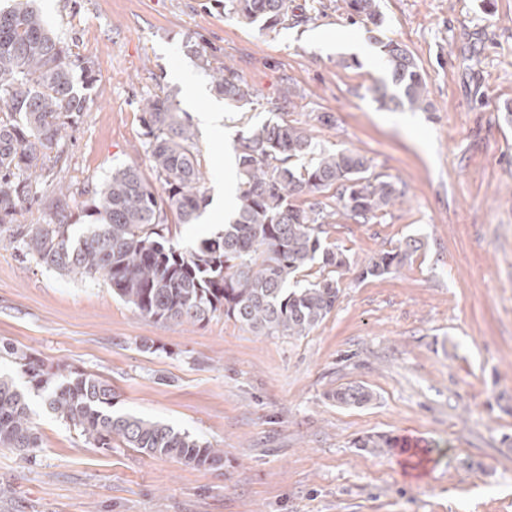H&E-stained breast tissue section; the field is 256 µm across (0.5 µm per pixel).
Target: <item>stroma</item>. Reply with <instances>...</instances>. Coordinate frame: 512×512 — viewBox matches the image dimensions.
I'll return each instance as SVG.
<instances>
[{
  "mask_svg": "<svg viewBox=\"0 0 512 512\" xmlns=\"http://www.w3.org/2000/svg\"><path fill=\"white\" fill-rule=\"evenodd\" d=\"M296 2L307 21L261 30L226 16L224 0H40L97 79L50 177L0 224V370L29 389L9 345L99 375L114 411L189 432L224 459L197 468L117 438L95 447L35 396L38 448L0 447V512H512V0H380L382 39L403 44L425 77V112L379 108L369 88L382 69L341 66L343 38L379 52L344 0ZM201 52L234 66L252 105L219 102ZM190 84L204 94L188 119L214 104L224 114L221 129L195 127L207 196L235 174L239 137L291 85L285 120L405 188L381 223L326 225L350 267L308 335L258 336L221 313L156 321L103 282L19 255L58 186L81 203L112 170H148L141 101L183 105ZM409 236L423 241L412 265L360 279ZM348 383L372 401L329 399ZM367 435L393 446L364 451Z\"/></svg>",
  "mask_w": 512,
  "mask_h": 512,
  "instance_id": "obj_1",
  "label": "stroma"
}]
</instances>
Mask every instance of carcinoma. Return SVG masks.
<instances>
[{"mask_svg": "<svg viewBox=\"0 0 512 512\" xmlns=\"http://www.w3.org/2000/svg\"><path fill=\"white\" fill-rule=\"evenodd\" d=\"M344 2L381 44L385 79L369 88L373 99L389 109H425V81L414 57L401 44L379 38V0ZM224 13L263 29L306 19L293 0H224ZM199 59L225 101L253 103L235 70L211 66L203 53ZM77 68L85 81H96L94 63L70 58L36 0H14L0 9V224L11 223L32 194L31 175L57 164L48 150L87 107L76 89ZM143 112L155 181L133 166L112 171L82 209L90 224L79 235L71 224L74 197L60 193L54 216L22 234V256L65 275L101 278L112 296L156 321L201 323L222 311L259 336H305L319 326L336 308L350 265L343 250L326 242L323 226L338 209L356 224H374L405 190L370 173L364 155L328 147L298 123L275 116L252 126L238 143L239 192L231 222L220 234L182 248L164 231L170 230L169 215L192 224L207 205L196 135L168 95L145 98ZM421 248V240L409 237L382 250L360 278L408 266ZM5 350L48 410L97 447H112L116 435L130 448L195 467L222 461L220 449L169 424L114 413V393L101 378L55 373L26 352ZM29 397L0 373L1 447L25 453L38 447ZM332 399L360 406L371 394L347 385Z\"/></svg>", "mask_w": 512, "mask_h": 512, "instance_id": "obj_1", "label": "carcinoma"}]
</instances>
